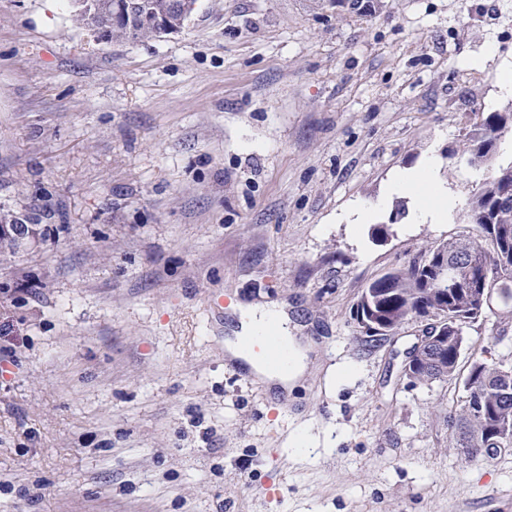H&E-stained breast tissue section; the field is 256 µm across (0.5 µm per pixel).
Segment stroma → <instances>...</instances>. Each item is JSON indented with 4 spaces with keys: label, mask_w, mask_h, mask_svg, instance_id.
Returning <instances> with one entry per match:
<instances>
[{
    "label": "stroma",
    "mask_w": 512,
    "mask_h": 512,
    "mask_svg": "<svg viewBox=\"0 0 512 512\" xmlns=\"http://www.w3.org/2000/svg\"><path fill=\"white\" fill-rule=\"evenodd\" d=\"M508 65L512 0H195L135 43L0 0V214L34 227L0 261V512H512V454L454 446L460 385L401 372L422 323L356 320L463 231L455 151ZM430 154L447 223L352 226ZM241 303L309 351L287 403L227 358ZM465 336L512 362L500 305Z\"/></svg>",
    "instance_id": "35a3bbf8"
}]
</instances>
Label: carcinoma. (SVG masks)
Listing matches in <instances>:
<instances>
[{
  "label": "carcinoma",
  "instance_id": "1",
  "mask_svg": "<svg viewBox=\"0 0 512 512\" xmlns=\"http://www.w3.org/2000/svg\"><path fill=\"white\" fill-rule=\"evenodd\" d=\"M126 0H90V10L113 14L105 38L142 41L159 35L140 15L161 14L176 33L185 18L169 0H132L139 9L123 16ZM512 132V111L489 112L464 135L459 145L469 165L487 171L464 215L469 230L440 241L394 268L362 291L356 313L376 320L389 331L405 322L438 317L441 326L417 355L418 368L409 380L431 385L460 374L465 351L464 330L481 319L493 299L512 308V165L494 166L502 138ZM460 412L448 416L456 447L468 458L488 457L494 448L512 445V363L486 355L471 356L463 381Z\"/></svg>",
  "mask_w": 512,
  "mask_h": 512
}]
</instances>
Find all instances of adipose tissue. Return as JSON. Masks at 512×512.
<instances>
[{
    "mask_svg": "<svg viewBox=\"0 0 512 512\" xmlns=\"http://www.w3.org/2000/svg\"><path fill=\"white\" fill-rule=\"evenodd\" d=\"M438 168L437 157L427 156L419 166L399 172L387 186V195L404 196L412 200V223H447L456 207L454 196L438 176ZM271 323L275 324L281 342L290 349V361L284 370L272 371L262 366L258 372L265 375L267 380L285 386L303 375L307 367V356L288 334V312L284 306H242L240 332L235 342L230 343L229 352L236 358L245 356L247 346L251 345L257 333Z\"/></svg>",
    "mask_w": 512,
    "mask_h": 512,
    "instance_id": "1",
    "label": "adipose tissue"
}]
</instances>
